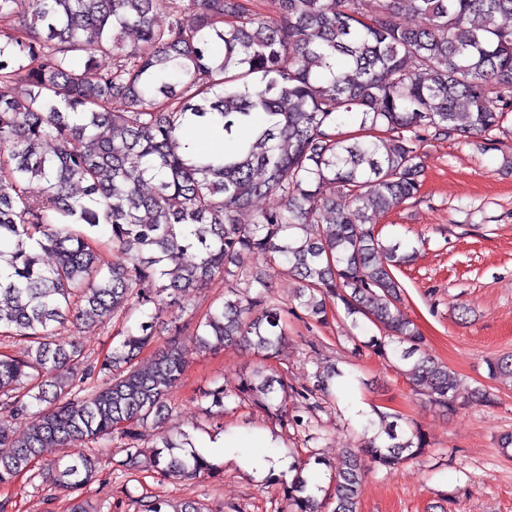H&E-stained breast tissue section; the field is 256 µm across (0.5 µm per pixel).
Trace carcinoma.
I'll list each match as a JSON object with an SVG mask.
<instances>
[{
  "mask_svg": "<svg viewBox=\"0 0 512 512\" xmlns=\"http://www.w3.org/2000/svg\"><path fill=\"white\" fill-rule=\"evenodd\" d=\"M280 2L268 20L241 0H169L160 25L153 0H0V82L12 86L0 94V333L29 342L20 356L0 354V406L28 421L20 436L0 426L1 486L75 441L124 442L125 470L191 481L217 469L195 450L174 454L187 438L159 434L147 461L138 446L140 430L169 415L191 349L253 348L263 364L210 390L211 406L254 405L308 430L344 373L328 366L297 386L267 365L288 341L282 307L239 267L243 255L292 276L310 322L327 324L339 304L352 327L370 321L380 335L362 346L394 361L431 404L457 403V380L401 307L392 269L412 254L383 244L377 221L419 197L428 140L512 135V0ZM405 2L420 25L398 21ZM200 123L221 125L235 146L222 157L178 153L184 127ZM349 124L357 130L343 131ZM256 198L278 204L241 223ZM102 227L110 265L99 257ZM42 253L56 263L43 267ZM217 277L222 302L184 318ZM143 306L147 319L94 362L52 340L70 319L91 329ZM173 309L165 345L142 363L154 324ZM488 371L512 378V354ZM378 418L334 463L316 447L288 449L286 512H359L369 473L427 454L419 428ZM313 464L326 467V485H309ZM99 474L82 448L47 472L73 494L70 512H90L80 492ZM167 507L156 498L146 512H206L193 501Z\"/></svg>",
  "mask_w": 512,
  "mask_h": 512,
  "instance_id": "cac0c4a2",
  "label": "carcinoma"
}]
</instances>
